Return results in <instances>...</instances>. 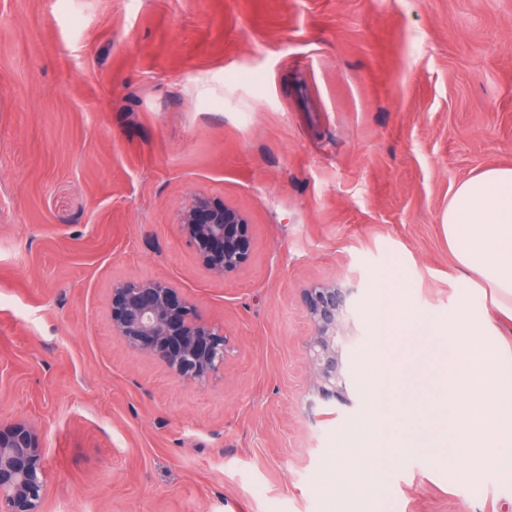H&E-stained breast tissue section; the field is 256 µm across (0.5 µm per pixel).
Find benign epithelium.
Masks as SVG:
<instances>
[{
    "label": "benign epithelium",
    "mask_w": 512,
    "mask_h": 512,
    "mask_svg": "<svg viewBox=\"0 0 512 512\" xmlns=\"http://www.w3.org/2000/svg\"><path fill=\"white\" fill-rule=\"evenodd\" d=\"M178 224L211 274L223 277L248 263L253 242L240 211L193 195L182 206ZM358 290L356 281L348 287L323 282L303 291L311 324L307 361L313 391L322 400L347 401L351 353L359 343L351 334ZM109 317L112 335L159 361L179 381L202 384L224 365V328L208 321L169 281L114 282ZM47 489V458L38 428L25 419L0 428V512H44Z\"/></svg>",
    "instance_id": "1"
}]
</instances>
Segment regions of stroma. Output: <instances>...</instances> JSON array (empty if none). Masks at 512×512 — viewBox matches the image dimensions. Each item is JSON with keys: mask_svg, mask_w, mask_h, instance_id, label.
<instances>
[{"mask_svg": "<svg viewBox=\"0 0 512 512\" xmlns=\"http://www.w3.org/2000/svg\"><path fill=\"white\" fill-rule=\"evenodd\" d=\"M493 166L512 0H0V425L39 428L47 512H512V477L448 463L442 337L387 357L393 447L369 450L380 280L396 324L463 308L512 361V312L443 224ZM194 194L245 215L241 271L182 238ZM354 273L353 404L312 411L302 291ZM138 277L223 326L207 383L113 336Z\"/></svg>", "mask_w": 512, "mask_h": 512, "instance_id": "obj_1", "label": "stroma"}]
</instances>
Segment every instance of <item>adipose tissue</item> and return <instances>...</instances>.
I'll return each mask as SVG.
<instances>
[{"label":"adipose tissue","instance_id":"adipose-tissue-1","mask_svg":"<svg viewBox=\"0 0 512 512\" xmlns=\"http://www.w3.org/2000/svg\"><path fill=\"white\" fill-rule=\"evenodd\" d=\"M448 239L459 244L458 261L494 289L499 305L512 308V167H490L460 183L448 202ZM394 289L376 286L372 314L378 325L377 357L414 346L415 326L396 328L391 309ZM448 333L457 343L449 361L464 363L446 381L457 454L476 455L501 471L512 468V368L502 365L494 348L471 343L475 329L464 311L448 315Z\"/></svg>","mask_w":512,"mask_h":512}]
</instances>
